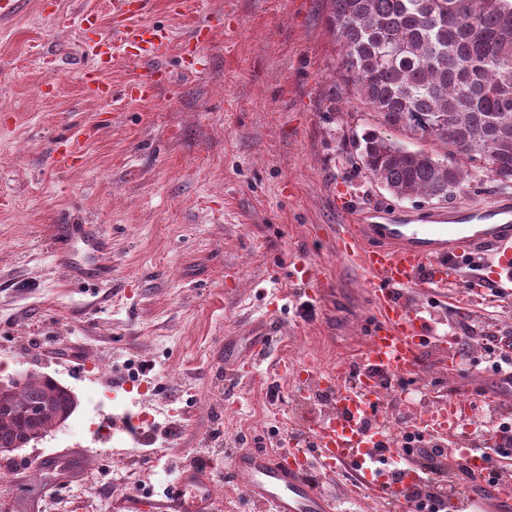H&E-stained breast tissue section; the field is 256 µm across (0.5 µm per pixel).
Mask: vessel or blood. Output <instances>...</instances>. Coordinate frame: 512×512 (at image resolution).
<instances>
[{
	"label": "vessel or blood",
	"mask_w": 512,
	"mask_h": 512,
	"mask_svg": "<svg viewBox=\"0 0 512 512\" xmlns=\"http://www.w3.org/2000/svg\"><path fill=\"white\" fill-rule=\"evenodd\" d=\"M154 5L155 0H133L132 7L115 22L117 44L94 42V64L82 77L89 94L111 96L112 88L101 81L100 74L111 65L114 46L134 49L136 58L145 60L163 53L168 32L142 22ZM376 217L371 224L366 214L358 213L353 223L337 227V247L364 276L375 312L356 362L314 376L284 361L277 366L279 372L294 375L302 392L329 399L328 409L310 422L313 453L302 448L238 452L230 461L231 482L245 490L263 512H337L335 497L321 490L313 474L330 475L342 468L359 485L387 492L391 512H399L422 477L412 466L400 481L386 484L381 480L380 465L385 457L378 447L385 437L370 427L382 417L385 395L381 378L413 374L427 347H434L443 358L449 357L450 350L446 337L435 335L420 308L397 299L395 293L401 288L447 287L459 279L462 258L475 255L489 256L496 263L493 276L484 281L485 288L512 285V202L459 208L436 215L431 224L397 223L381 211ZM79 239L88 251L99 253L105 248L107 232L102 225L85 224ZM56 258L84 281L98 283L110 277L104 266L75 264L69 245H60ZM266 348V335L255 336L250 356L234 360L235 372L253 375V365L262 359ZM343 374L351 377L345 386L338 383ZM458 410L455 401L436 402L424 412L421 424L430 435L457 442L462 437L453 424ZM215 482L211 468L189 466L167 484L163 500L155 504L157 512H214Z\"/></svg>",
	"instance_id": "b4317fda"
}]
</instances>
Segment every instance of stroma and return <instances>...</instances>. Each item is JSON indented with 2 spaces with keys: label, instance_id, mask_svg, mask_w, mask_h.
Instances as JSON below:
<instances>
[{
  "label": "stroma",
  "instance_id": "1",
  "mask_svg": "<svg viewBox=\"0 0 512 512\" xmlns=\"http://www.w3.org/2000/svg\"><path fill=\"white\" fill-rule=\"evenodd\" d=\"M122 0H15L0 14V379L53 377L78 406L38 443L0 457V512H125L162 499L196 462L221 471L231 451L303 447L324 396H301L276 372L282 359L314 372L355 358L372 320L366 281L336 246L348 209L422 223L432 212L511 198L485 175L445 201L400 200L373 182L353 141L373 125L336 74L330 0H156L148 20L170 34L160 71L116 51L101 75L116 88L155 86L114 105L84 93L91 62L80 17L112 39ZM223 23L203 48L206 14ZM83 140L68 167L65 135ZM76 224H100L108 249L74 241L78 263L110 280L74 279L55 258ZM313 268L316 301L295 297L298 261ZM406 288L435 333L468 322L512 330V290ZM274 320L271 359L256 377L229 360L248 354ZM463 365L426 352L417 396L464 398L501 418L504 390L479 345ZM148 371L133 377L132 367ZM138 421L139 432L102 420Z\"/></svg>",
  "mask_w": 512,
  "mask_h": 512
}]
</instances>
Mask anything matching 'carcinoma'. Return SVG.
<instances>
[{
    "label": "carcinoma",
    "mask_w": 512,
    "mask_h": 512,
    "mask_svg": "<svg viewBox=\"0 0 512 512\" xmlns=\"http://www.w3.org/2000/svg\"><path fill=\"white\" fill-rule=\"evenodd\" d=\"M330 2L337 75L382 127L355 140L371 180L438 201L484 173L512 185V0ZM23 380L0 398V448L64 425L71 408L48 376Z\"/></svg>",
    "instance_id": "cac0c4a2"
}]
</instances>
